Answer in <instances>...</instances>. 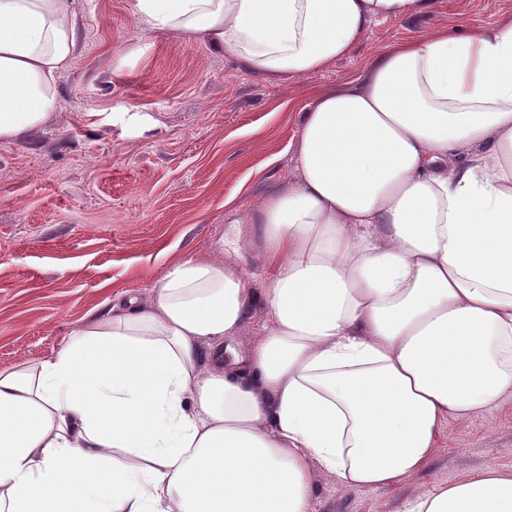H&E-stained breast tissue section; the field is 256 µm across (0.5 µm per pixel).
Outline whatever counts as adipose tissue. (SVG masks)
<instances>
[{"label": "adipose tissue", "mask_w": 512, "mask_h": 512, "mask_svg": "<svg viewBox=\"0 0 512 512\" xmlns=\"http://www.w3.org/2000/svg\"><path fill=\"white\" fill-rule=\"evenodd\" d=\"M435 0H127L148 29L302 78ZM74 0H0V139L57 107ZM296 185L247 210L256 271L169 264L147 301L0 369V512H314L378 490L448 418L512 398V22L389 48L302 115ZM266 326L231 346L255 312ZM409 512H512L487 465Z\"/></svg>", "instance_id": "ef3b65f1"}]
</instances>
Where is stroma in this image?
<instances>
[{
	"label": "stroma",
	"instance_id": "stroma-1",
	"mask_svg": "<svg viewBox=\"0 0 512 512\" xmlns=\"http://www.w3.org/2000/svg\"><path fill=\"white\" fill-rule=\"evenodd\" d=\"M77 10L56 109L24 139L0 140V369L48 358L86 319L147 298L175 260L233 256L255 227L230 223L225 200L243 209L295 181L301 115L319 93L359 84L389 46L512 20V0H437L316 74L270 80L206 40L147 29L126 0ZM488 462L512 471V398L448 419L423 471L395 486L351 490L315 472V509L407 512Z\"/></svg>",
	"mask_w": 512,
	"mask_h": 512
}]
</instances>
